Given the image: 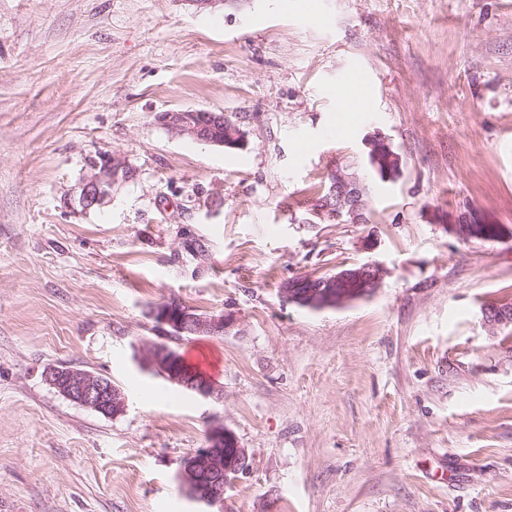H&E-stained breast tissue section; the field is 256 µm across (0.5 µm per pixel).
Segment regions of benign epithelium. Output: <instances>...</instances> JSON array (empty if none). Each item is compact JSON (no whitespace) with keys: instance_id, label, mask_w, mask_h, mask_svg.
<instances>
[{"instance_id":"1","label":"benign epithelium","mask_w":512,"mask_h":512,"mask_svg":"<svg viewBox=\"0 0 512 512\" xmlns=\"http://www.w3.org/2000/svg\"><path fill=\"white\" fill-rule=\"evenodd\" d=\"M210 122L197 120L192 109L171 110L156 115V122L179 136L198 142L224 147L226 136L220 135L224 127V113L208 112ZM330 195L336 208L346 212L347 223H363L366 188L356 172L340 168L331 170ZM134 170L116 154H102L90 163V173L80 185L78 201L85 210L102 206L112 194V188L133 179ZM387 270L376 263H366L357 269L342 270L332 277H305L310 287L303 288L292 278L283 283L281 294L291 303L320 310L337 307L371 295L381 284ZM152 318L167 336H222L237 326L230 312L197 314L191 308L157 306L150 311ZM492 324L512 323V307L493 306L484 312ZM181 354L175 348L161 343L151 344L140 359L143 369L162 374L171 383L196 392L201 398L214 402L224 400V390L210 377L199 378L195 372L179 368ZM44 380L70 401L97 411L107 417H116L126 409V399L120 388L106 378L90 371L68 365H52L45 369ZM250 455L237 436L221 424L213 425L207 445L184 459L181 481L191 495L204 503L216 504L224 500V476L237 475L249 470Z\"/></svg>"}]
</instances>
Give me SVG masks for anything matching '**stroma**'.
<instances>
[{
    "instance_id": "obj_1",
    "label": "stroma",
    "mask_w": 512,
    "mask_h": 512,
    "mask_svg": "<svg viewBox=\"0 0 512 512\" xmlns=\"http://www.w3.org/2000/svg\"><path fill=\"white\" fill-rule=\"evenodd\" d=\"M360 72L368 112L331 136ZM224 113L235 149L156 123ZM400 172L380 181L367 140ZM119 155L101 207L79 187ZM370 221L316 215L333 166ZM504 228L461 240L462 217ZM368 298L310 310L288 279L364 263ZM234 313L176 347L203 400L139 359L169 297ZM512 0H0V512H512ZM106 377V417L44 380ZM223 423L251 468L209 506L183 460ZM134 170L116 154H102L90 163V173L80 185L79 204L89 210L102 206L119 183L133 179Z\"/></svg>"
}]
</instances>
